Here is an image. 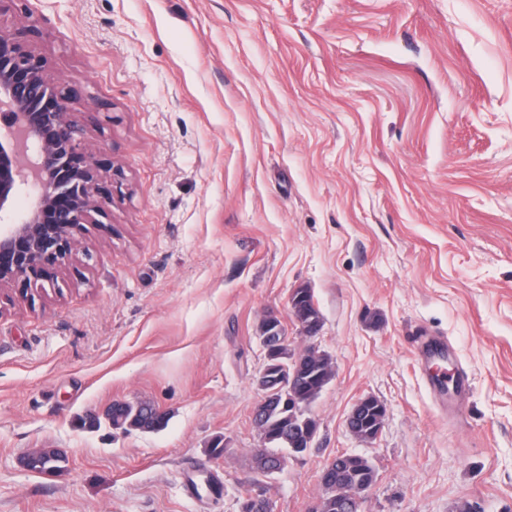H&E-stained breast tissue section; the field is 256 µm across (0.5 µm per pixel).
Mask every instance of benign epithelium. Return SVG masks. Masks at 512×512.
<instances>
[{
	"label": "benign epithelium",
	"mask_w": 512,
	"mask_h": 512,
	"mask_svg": "<svg viewBox=\"0 0 512 512\" xmlns=\"http://www.w3.org/2000/svg\"><path fill=\"white\" fill-rule=\"evenodd\" d=\"M34 27V18L0 26V299L54 280L76 260L86 225L100 223L112 203L69 94L27 43Z\"/></svg>",
	"instance_id": "benign-epithelium-1"
}]
</instances>
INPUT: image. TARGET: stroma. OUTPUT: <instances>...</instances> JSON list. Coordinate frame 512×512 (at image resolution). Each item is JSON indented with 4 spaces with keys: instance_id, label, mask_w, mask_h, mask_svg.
I'll return each instance as SVG.
<instances>
[{
    "instance_id": "stroma-1",
    "label": "stroma",
    "mask_w": 512,
    "mask_h": 512,
    "mask_svg": "<svg viewBox=\"0 0 512 512\" xmlns=\"http://www.w3.org/2000/svg\"><path fill=\"white\" fill-rule=\"evenodd\" d=\"M29 15L121 174L88 264L0 312V512H312L341 452L375 469L363 512H512V0H7L0 25ZM269 317L333 374L266 475ZM424 336L468 381L444 411ZM116 401L168 424L112 429ZM40 447L62 472L23 465ZM291 310L306 334L315 336L319 332L322 320L315 306L313 295L308 289L300 288L293 294ZM370 399L369 396L367 397H364L360 400H358L353 408V410L351 411V413L348 415L347 419H346V428L347 430L349 431V433L351 435H353L354 437L360 439L354 432V426L352 425V420H353V416L355 415V412H356V409L360 406V404L362 403V401L364 399ZM377 404H378V401L376 399H370L368 401H366L358 416H357V419H356V426L358 427L359 429V433L361 435H363V438L362 440H369V439H373L374 437H377L381 431H382V428L384 426V421H385V416H386V407L382 404V403H379L378 404V416H377ZM376 416H377V420L374 424V421L376 419ZM373 427L375 428V434L373 432Z\"/></svg>"
}]
</instances>
